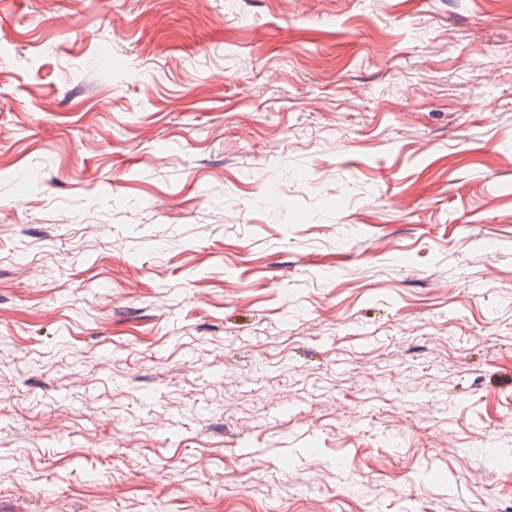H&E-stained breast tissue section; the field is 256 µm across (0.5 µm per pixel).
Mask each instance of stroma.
Here are the masks:
<instances>
[{"label": "stroma", "instance_id": "1", "mask_svg": "<svg viewBox=\"0 0 512 512\" xmlns=\"http://www.w3.org/2000/svg\"><path fill=\"white\" fill-rule=\"evenodd\" d=\"M0 512H512V0H0Z\"/></svg>", "mask_w": 512, "mask_h": 512}]
</instances>
